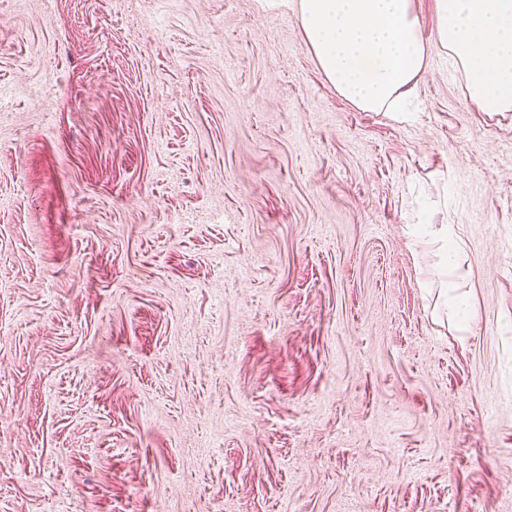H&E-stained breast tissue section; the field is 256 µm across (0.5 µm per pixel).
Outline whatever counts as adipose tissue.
I'll use <instances>...</instances> for the list:
<instances>
[{
	"mask_svg": "<svg viewBox=\"0 0 512 512\" xmlns=\"http://www.w3.org/2000/svg\"><path fill=\"white\" fill-rule=\"evenodd\" d=\"M436 40L485 112H512V0H434ZM305 45L339 94L406 111L428 51L415 0H299Z\"/></svg>",
	"mask_w": 512,
	"mask_h": 512,
	"instance_id": "ef3b65f1",
	"label": "adipose tissue"
}]
</instances>
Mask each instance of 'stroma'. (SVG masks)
Instances as JSON below:
<instances>
[{"instance_id": "stroma-1", "label": "stroma", "mask_w": 512, "mask_h": 512, "mask_svg": "<svg viewBox=\"0 0 512 512\" xmlns=\"http://www.w3.org/2000/svg\"><path fill=\"white\" fill-rule=\"evenodd\" d=\"M297 4L0 0V512L512 499V112L432 0L409 111H361ZM437 235L438 240L441 242L443 252V273L447 274L448 271H452L455 268L454 256L457 249V242L451 225H442Z\"/></svg>"}]
</instances>
